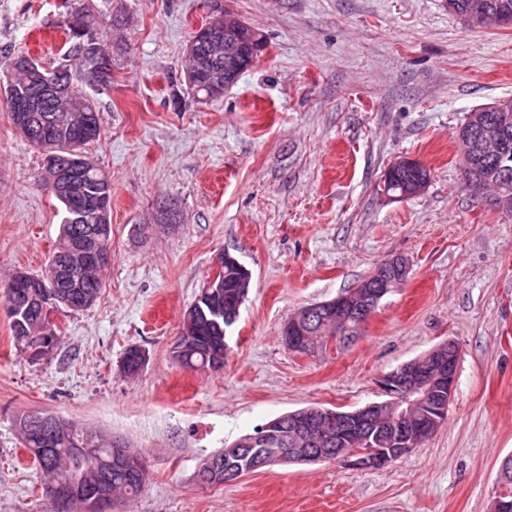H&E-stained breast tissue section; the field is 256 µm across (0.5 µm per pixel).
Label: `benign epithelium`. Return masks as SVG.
Returning <instances> with one entry per match:
<instances>
[{
  "instance_id": "1",
  "label": "benign epithelium",
  "mask_w": 512,
  "mask_h": 512,
  "mask_svg": "<svg viewBox=\"0 0 512 512\" xmlns=\"http://www.w3.org/2000/svg\"><path fill=\"white\" fill-rule=\"evenodd\" d=\"M470 23L476 28L501 25L505 17L487 9L475 11L469 15ZM212 33L224 34V82H210V92L214 95L224 93L232 86L243 71L250 68L263 51V41L258 33L235 17L226 14L217 17L201 27L188 47L189 55L198 53V44L202 38ZM504 110V106L494 104L470 113L467 123L456 133L460 148L463 172L472 169L475 159L481 155L496 163L498 178L512 176V137L507 129L495 117V113ZM88 134V128L70 126L66 132L57 135L54 125H44L41 143L48 150L72 148L80 144ZM413 173L411 194L418 195L424 191L430 181V173L419 163L408 157H401L386 170V178L395 180L407 173ZM56 190L64 194L71 202L76 213L94 208L103 216H108V203L100 199L92 201L82 196L76 188L75 177H53ZM477 193L487 197L489 203L505 211H512V198L497 192L487 193L485 187H477ZM68 252L79 255L88 267L108 265L110 254L105 249L101 227L90 225L73 237ZM68 261H58L51 267L49 274L43 278L31 276L24 271L14 273L8 294L12 299L25 297L37 301L46 311L41 319L40 335L55 333L54 311L50 306L64 303L78 310L86 305L85 296L68 291ZM409 275V265L402 256H396L386 265L376 268L361 284L348 293H343L331 300L305 306L288 316L285 320L282 336L288 350L304 355H312L327 349L344 348L361 336L373 313L374 305L398 285L405 282ZM236 280L243 287L251 281L250 272L228 256L220 255L213 272L208 276L204 288L210 299L216 300L212 306L211 317L201 324L195 309L188 310L186 323L188 328L181 332L174 348L175 357H180L186 349L190 336L200 335V328L217 329L226 332L235 322L246 292L234 298L221 300L224 280ZM342 322L349 326V335L330 336L319 344L312 340V330L319 324ZM448 351V363L424 365L410 362L379 379L381 391L387 399L375 402L352 411H338L318 407L303 408L289 412L259 428V433L246 440L235 442L226 450V457L210 461L214 471L224 472V482L238 481L246 474L256 472L268 466L288 463H318L338 458L357 468H374L385 465L400 454H404L420 444V438L409 422L415 420L413 411L423 412L433 406L438 407L440 418L432 421L436 427L441 426L452 402L453 387L457 368L458 352L452 341L438 345L425 355V360L437 359L443 351ZM55 423L57 430L65 434L70 429L66 419L46 411H31L27 423ZM350 434L367 443L365 448H353L343 453L335 452L337 437ZM301 445L303 449L296 453L288 452V445ZM112 446L115 455L109 465L128 471L140 472L144 469L142 459L133 457L123 451V441L114 438ZM512 469V458L505 457L499 466V480L503 491L496 498L493 512H509L512 509V494L505 491L508 487L507 477ZM118 498L105 484L93 489L84 487L79 478L72 476L57 485L53 503L55 512H77L82 508H93L96 512H112Z\"/></svg>"
}]
</instances>
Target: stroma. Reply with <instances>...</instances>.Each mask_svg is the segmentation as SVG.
Masks as SVG:
<instances>
[{
	"mask_svg": "<svg viewBox=\"0 0 512 512\" xmlns=\"http://www.w3.org/2000/svg\"><path fill=\"white\" fill-rule=\"evenodd\" d=\"M125 14L112 82L88 88L102 137L85 152L112 179L104 286L59 308L58 344L17 349L0 308V512H53L15 415L45 410L112 433L149 478L117 512H491L512 454V215L463 184L454 135L512 99V27H469L445 0H94ZM58 0H0V56L52 67ZM233 13L262 35L256 63L220 96L183 97L186 48ZM406 156L431 174L411 199L383 193ZM45 154L0 109V272L39 275L64 213L40 187ZM181 218L157 229V210ZM251 274L221 371L173 357L184 312L220 254ZM410 263L349 347L289 351L293 311L354 287L383 260ZM451 340L443 425L381 469L274 465L224 485L196 473L257 425L306 407L382 401L380 376ZM139 346L148 363L127 378Z\"/></svg>",
	"mask_w": 512,
	"mask_h": 512,
	"instance_id": "35a3bbf8",
	"label": "stroma"
}]
</instances>
